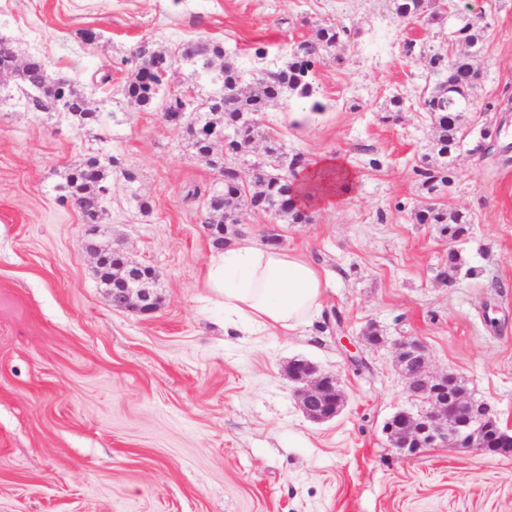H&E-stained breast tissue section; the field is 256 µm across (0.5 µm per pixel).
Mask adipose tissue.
<instances>
[{
  "mask_svg": "<svg viewBox=\"0 0 512 512\" xmlns=\"http://www.w3.org/2000/svg\"><path fill=\"white\" fill-rule=\"evenodd\" d=\"M357 176L340 158L313 162L297 182L306 207H334L349 199ZM203 285L224 304L227 322L286 335L306 324L321 307L327 283L319 269L285 248L243 237L211 256Z\"/></svg>",
  "mask_w": 512,
  "mask_h": 512,
  "instance_id": "1",
  "label": "adipose tissue"
}]
</instances>
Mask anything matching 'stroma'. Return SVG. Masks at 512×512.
<instances>
[{"label": "stroma", "mask_w": 512, "mask_h": 512, "mask_svg": "<svg viewBox=\"0 0 512 512\" xmlns=\"http://www.w3.org/2000/svg\"><path fill=\"white\" fill-rule=\"evenodd\" d=\"M476 15L489 28L467 136L429 194L417 174L434 138L419 105L428 58ZM326 24L349 34L316 67L322 112L298 126L289 115L307 103L283 100L264 128L306 160L343 157L357 189L279 227L327 281L320 313L287 336H245L201 285L215 249L186 193L215 171L119 89L144 40L169 53L220 41L250 67L254 47L275 62ZM0 36L121 117L79 127L0 80V512H512V456H403L383 432L418 408L395 363L403 335L512 428V0H456L434 21L398 18L392 0H0ZM89 154L112 163L96 232L57 201ZM429 204L467 215L468 235L452 245L416 223ZM452 247L463 265L448 282ZM112 248L155 269L154 313L113 307L94 258ZM371 324L383 345L363 341ZM295 359L339 378L337 417H305L287 377Z\"/></svg>", "instance_id": "1"}]
</instances>
